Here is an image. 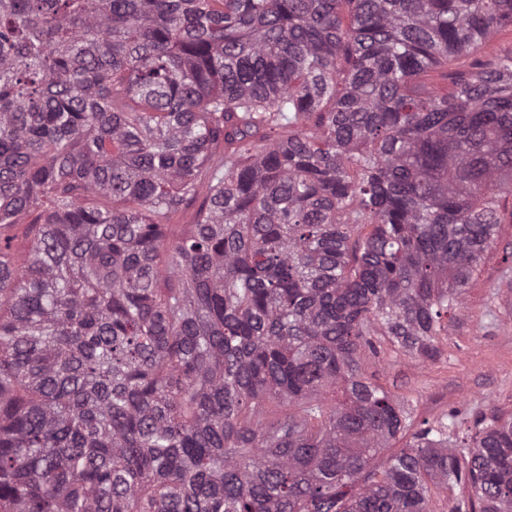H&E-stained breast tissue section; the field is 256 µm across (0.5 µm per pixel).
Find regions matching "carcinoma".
Masks as SVG:
<instances>
[{"mask_svg": "<svg viewBox=\"0 0 512 512\" xmlns=\"http://www.w3.org/2000/svg\"><path fill=\"white\" fill-rule=\"evenodd\" d=\"M511 26L512 0H0V512H512V416L378 464L411 423L364 365L375 336L433 359L494 242L512 52L478 54Z\"/></svg>", "mask_w": 512, "mask_h": 512, "instance_id": "cac0c4a2", "label": "carcinoma"}]
</instances>
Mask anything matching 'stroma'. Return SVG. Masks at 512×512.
I'll return each mask as SVG.
<instances>
[{"label":"stroma","instance_id":"35a3bbf8","mask_svg":"<svg viewBox=\"0 0 512 512\" xmlns=\"http://www.w3.org/2000/svg\"><path fill=\"white\" fill-rule=\"evenodd\" d=\"M495 240L448 315L434 359L382 343L367 359L373 382L405 403L413 428L447 425L465 433L492 414L512 415V199Z\"/></svg>","mask_w":512,"mask_h":512}]
</instances>
